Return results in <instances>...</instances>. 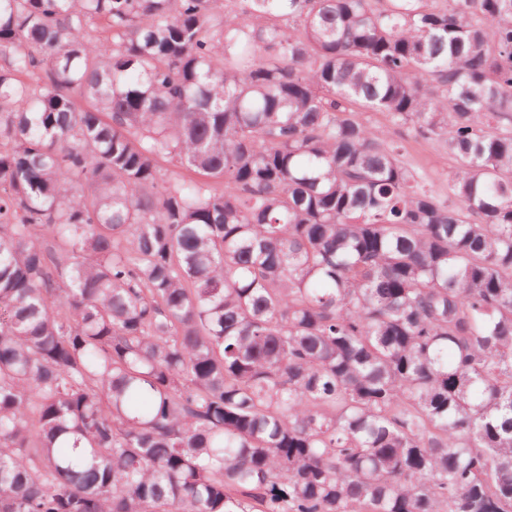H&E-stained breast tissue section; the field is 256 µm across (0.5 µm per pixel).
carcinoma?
Returning <instances> with one entry per match:
<instances>
[{
    "instance_id": "1",
    "label": "carcinoma",
    "mask_w": 512,
    "mask_h": 512,
    "mask_svg": "<svg viewBox=\"0 0 512 512\" xmlns=\"http://www.w3.org/2000/svg\"><path fill=\"white\" fill-rule=\"evenodd\" d=\"M0 187V512H512V0H0ZM393 138L406 147L404 161L412 169L426 176L437 191L448 194V182L455 169V161L443 143L437 140L415 139L405 130L397 131Z\"/></svg>"
}]
</instances>
